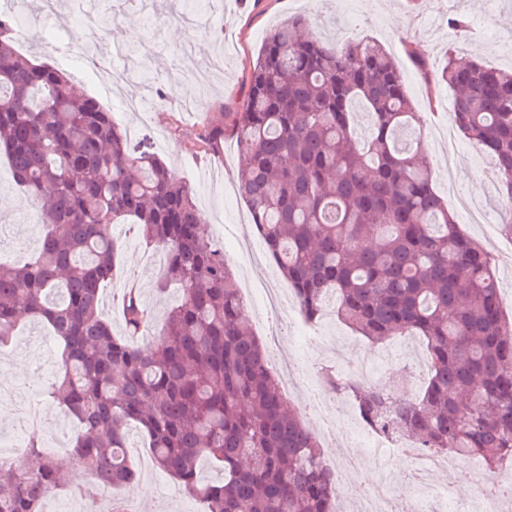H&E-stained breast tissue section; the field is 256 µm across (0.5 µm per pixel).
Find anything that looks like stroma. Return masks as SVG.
I'll list each match as a JSON object with an SVG mask.
<instances>
[{"label":"stroma","mask_w":512,"mask_h":512,"mask_svg":"<svg viewBox=\"0 0 512 512\" xmlns=\"http://www.w3.org/2000/svg\"><path fill=\"white\" fill-rule=\"evenodd\" d=\"M21 17L28 43L22 51L37 61L52 62L51 46L71 45L63 69L80 93L98 98L114 121L126 129L131 143L147 141L174 172L192 188L197 207L205 218L207 234L222 232L218 245L236 283L268 275L273 287H285L278 271L240 261L237 245L256 235L248 207L239 193L241 170L234 139L225 138L220 156L196 148L203 124L220 112L243 108L250 65L276 26L288 17L310 18L312 33L340 40L370 37L381 42L393 56L414 104L413 125L420 132L429 157L433 186L440 196L455 194L467 199L485 215L481 224L470 223L462 210L454 216L463 233L484 244L496 255L512 248V234L505 232L500 210L502 198L494 165L479 146L463 137L451 120L454 95L432 76L449 56L476 59L495 68H512V48L494 39L497 33H512V0H359L354 11H345L341 0H199L187 8L182 0H153L142 9L135 0H92L97 33H90L80 16V0H59L52 16H45L40 0H25ZM468 19L460 32L448 19ZM123 71L132 91L161 95L165 105L156 111H126L119 99L106 95L110 68ZM217 166L223 176L216 182L201 171ZM39 207L11 180L10 167L0 159V261L13 262L14 251L31 252L38 242L34 226L40 225ZM111 235L122 246L124 273L101 294V312L116 334H123L120 312L112 305V294L127 281L137 284L144 304L155 316L176 304L180 295L159 293L163 270L161 258L153 257L134 225L111 227ZM245 318L268 354L274 375L335 365L325 346L295 350L290 342L301 333L300 311L291 306L277 310L245 306ZM60 351L47 324L23 321L14 336L0 345V387L12 388L17 398L31 401L44 417L35 431H22V439L38 434L42 442L60 439L70 444L74 428L64 410L45 394L59 364ZM295 410L314 434L325 436L329 447L323 456L335 464L346 451L336 448L338 435L348 428V419L330 411L315 414L304 395L290 398ZM129 460L137 471L134 486L100 489L95 498L81 495L78 486L87 482L84 472L62 460L65 485L51 491L45 512H90L109 508L113 498L122 499L131 512H203L200 499L192 497L153 462L138 428L129 433Z\"/></svg>","instance_id":"obj_1"}]
</instances>
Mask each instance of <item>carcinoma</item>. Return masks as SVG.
Segmentation results:
<instances>
[{
    "instance_id": "obj_1",
    "label": "carcinoma",
    "mask_w": 512,
    "mask_h": 512,
    "mask_svg": "<svg viewBox=\"0 0 512 512\" xmlns=\"http://www.w3.org/2000/svg\"><path fill=\"white\" fill-rule=\"evenodd\" d=\"M16 24L0 15V155L45 220L36 251L0 262V343L23 313L60 341L62 370L46 394L75 425L68 454L92 479L81 492L134 479L135 423L157 466L205 512H336L335 476L243 319L192 189L131 145L96 99L76 96L63 70L23 55ZM308 27L295 16L271 33L245 108L205 125L199 148L215 154L235 137L240 194L307 320L333 291L338 318L370 343L412 334L426 346L415 398L332 376L327 387L349 391L367 422L422 453L512 461V327L493 259L448 213L420 142L401 140L413 104L385 48L367 37L329 42ZM438 79L456 92L458 131L490 154L512 198V72L450 56ZM356 101L371 114L363 141L352 132ZM128 219L164 253L159 290L182 292L153 347L132 342L153 324L138 292L116 298L124 335L99 312L100 289L117 274L110 228ZM41 447L32 436L20 464L0 463V512H43L62 486ZM204 459L223 480L201 481Z\"/></svg>"
}]
</instances>
